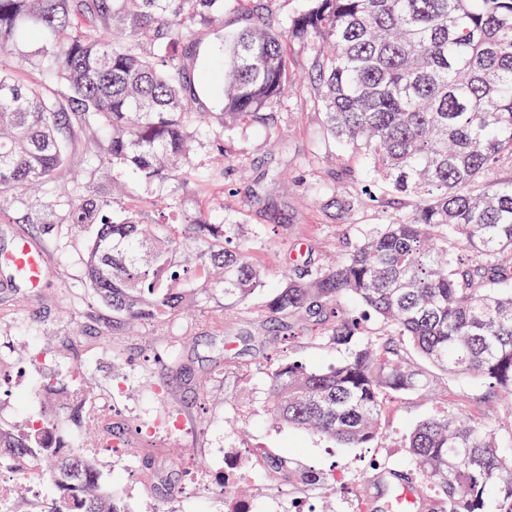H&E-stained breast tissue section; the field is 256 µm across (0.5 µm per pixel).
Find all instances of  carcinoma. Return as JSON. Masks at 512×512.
Here are the masks:
<instances>
[{"label":"carcinoma","instance_id":"1","mask_svg":"<svg viewBox=\"0 0 512 512\" xmlns=\"http://www.w3.org/2000/svg\"><path fill=\"white\" fill-rule=\"evenodd\" d=\"M230 0H0V50H19L42 84L0 72V197L35 192L70 165L77 133L102 140L89 161L112 181L142 186L187 181L194 133L204 130L217 166L203 184L230 191L241 160L224 150L233 130L294 94L286 42L310 49L309 95L333 137L348 143L383 193L367 200L385 223L344 257L295 261L266 278L240 224H215L208 208L150 195L114 215L116 201L87 191L67 198L68 223L94 224L85 257L89 287L130 322L168 318L224 298L222 319L268 290L263 311L281 333L315 334L346 349L336 365L284 359L269 368L264 410L276 422L342 447L383 439L387 399L429 389L427 364L474 376L512 399V0H307L278 30L264 20L224 35L218 125L189 79L187 43L199 26L219 28ZM65 89L54 93L53 87ZM181 224L183 236L152 228ZM360 306L353 314L341 301ZM41 388L65 397L63 418L82 423L76 372L53 371ZM57 419L0 429V447L52 462L46 479L63 500L55 512H127L105 492L92 455L66 448ZM413 472L436 512H512V456L495 432L461 413L429 417L409 434ZM290 483L322 474L265 457Z\"/></svg>","mask_w":512,"mask_h":512}]
</instances>
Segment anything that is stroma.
I'll return each instance as SVG.
<instances>
[{
	"instance_id": "35a3bbf8",
	"label": "stroma",
	"mask_w": 512,
	"mask_h": 512,
	"mask_svg": "<svg viewBox=\"0 0 512 512\" xmlns=\"http://www.w3.org/2000/svg\"><path fill=\"white\" fill-rule=\"evenodd\" d=\"M251 11H227L220 29L195 36L199 60L191 71L195 85L217 87L218 70L209 66L211 50L224 30L245 27ZM272 126L241 127L227 142L230 154L246 165L233 178L232 195L210 197L196 184L170 181L164 195L189 204L208 203L214 222L239 224L246 238L260 225L281 231L260 252L270 271L289 262L293 249L308 247L318 262L343 257L363 234L383 220L381 211L363 205L341 210L335 198L360 193L353 175L357 159L324 133L321 116L308 95L270 105ZM87 130L72 147V164L59 174L65 185H90L112 195V172L89 167L88 150L98 141ZM56 188L16 191L0 210V427L11 428L60 409L59 398L39 392L45 373L56 365L81 377L86 405L109 404L112 426L126 430L131 451L95 447L96 429L82 426L59 432L74 447L91 450L105 487L126 503L129 512H228L234 503L245 512H385L391 482L382 472L404 471L410 458L403 446L422 419L443 411L463 413L498 431L503 453H512V403L482 380L427 367L431 396L408 395L388 403L385 437L371 448H339L323 437L271 420L260 408L268 395L270 363L297 359L328 366L346 351L305 336L287 342L260 312L251 309L217 324V306L203 303L164 322L130 326L113 316L88 287L86 246L94 226L77 228L68 209L55 205ZM26 240L47 258L41 288H30L7 258L17 241ZM287 458L299 469L323 473L315 486L282 484L270 477L252 449ZM233 464L227 490L209 475ZM15 494L0 512H52L59 494L48 481L31 485L14 477Z\"/></svg>"
}]
</instances>
